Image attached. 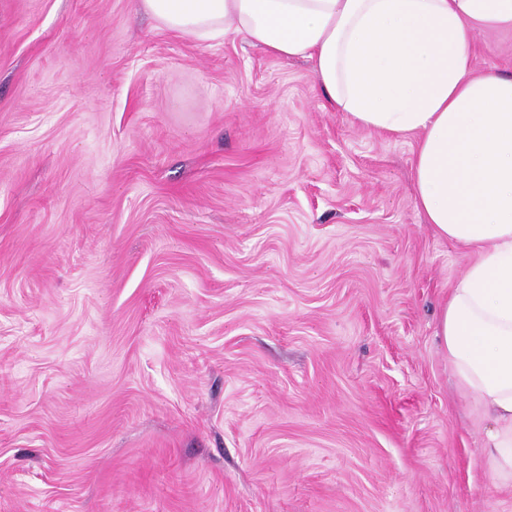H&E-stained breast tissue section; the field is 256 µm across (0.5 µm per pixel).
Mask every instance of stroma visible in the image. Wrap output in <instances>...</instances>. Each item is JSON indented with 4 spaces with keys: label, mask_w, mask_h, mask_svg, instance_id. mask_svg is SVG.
Masks as SVG:
<instances>
[{
    "label": "stroma",
    "mask_w": 512,
    "mask_h": 512,
    "mask_svg": "<svg viewBox=\"0 0 512 512\" xmlns=\"http://www.w3.org/2000/svg\"><path fill=\"white\" fill-rule=\"evenodd\" d=\"M415 145L242 36L0 0V512H512Z\"/></svg>",
    "instance_id": "stroma-1"
}]
</instances>
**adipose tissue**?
<instances>
[{
  "label": "adipose tissue",
  "instance_id": "adipose-tissue-1",
  "mask_svg": "<svg viewBox=\"0 0 512 512\" xmlns=\"http://www.w3.org/2000/svg\"><path fill=\"white\" fill-rule=\"evenodd\" d=\"M157 27L227 34L311 62L330 108L416 136L414 203L470 262L438 317L460 386L494 427L489 464L512 481V73H476L473 34L512 30V0H140Z\"/></svg>",
  "mask_w": 512,
  "mask_h": 512
}]
</instances>
